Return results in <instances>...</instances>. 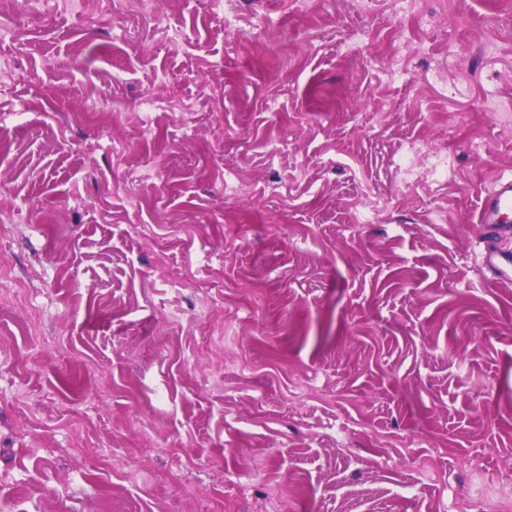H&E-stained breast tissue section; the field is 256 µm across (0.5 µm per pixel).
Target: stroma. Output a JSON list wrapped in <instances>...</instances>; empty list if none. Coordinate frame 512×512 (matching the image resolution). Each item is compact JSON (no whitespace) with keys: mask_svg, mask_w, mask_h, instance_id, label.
Masks as SVG:
<instances>
[{"mask_svg":"<svg viewBox=\"0 0 512 512\" xmlns=\"http://www.w3.org/2000/svg\"><path fill=\"white\" fill-rule=\"evenodd\" d=\"M512 0H0V512H512ZM476 224L495 237L512 234V178H499L486 192ZM483 263L498 278H509L512 274V254L496 248H489L483 256Z\"/></svg>","mask_w":512,"mask_h":512,"instance_id":"35a3bbf8","label":"stroma"}]
</instances>
